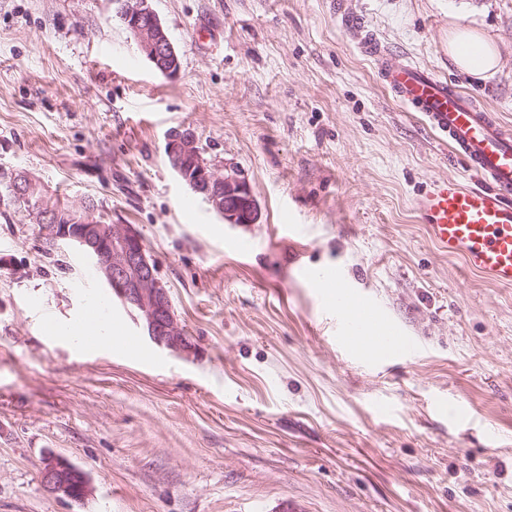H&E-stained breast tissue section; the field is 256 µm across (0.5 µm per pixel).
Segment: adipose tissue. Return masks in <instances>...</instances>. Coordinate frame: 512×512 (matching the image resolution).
Here are the masks:
<instances>
[{"label":"adipose tissue","mask_w":512,"mask_h":512,"mask_svg":"<svg viewBox=\"0 0 512 512\" xmlns=\"http://www.w3.org/2000/svg\"><path fill=\"white\" fill-rule=\"evenodd\" d=\"M448 58L458 72L476 81L491 78L500 67L496 45L467 25L458 24L449 30Z\"/></svg>","instance_id":"1"}]
</instances>
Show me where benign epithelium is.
Instances as JSON below:
<instances>
[{
  "label": "benign epithelium",
  "mask_w": 512,
  "mask_h": 512,
  "mask_svg": "<svg viewBox=\"0 0 512 512\" xmlns=\"http://www.w3.org/2000/svg\"><path fill=\"white\" fill-rule=\"evenodd\" d=\"M116 17L133 35L141 53L155 69L172 76L180 61L166 29L150 5V0H115ZM165 153L171 168L193 191L204 195L211 208L229 224H255L258 204L252 186L236 167H221L204 158L194 133L189 129L168 132ZM41 181L29 172H16L10 188L17 196L35 192ZM59 204L41 193L30 209V219L39 226L47 243L78 247L91 261L105 286L126 307L137 313L148 337L174 352L189 347L174 312L168 288L158 277L156 266L147 256L138 230L132 224H97L82 217L79 223H52ZM43 490L58 499L81 502L89 495L86 474L59 456L43 459Z\"/></svg>",
  "instance_id": "1"
}]
</instances>
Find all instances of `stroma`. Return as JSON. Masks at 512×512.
<instances>
[{"instance_id": "stroma-1", "label": "stroma", "mask_w": 512, "mask_h": 512, "mask_svg": "<svg viewBox=\"0 0 512 512\" xmlns=\"http://www.w3.org/2000/svg\"><path fill=\"white\" fill-rule=\"evenodd\" d=\"M342 2L151 0L166 76L113 0H0V174L135 225L190 342L155 344L115 299L137 350L83 349L69 330L105 285L0 204V512H512V288L431 243L414 201L460 164L340 19L512 128V0ZM457 22L498 47L489 80L450 63ZM173 128L244 172L257 223L179 179ZM333 272L423 353L348 350ZM50 454L88 474L84 502L42 490Z\"/></svg>"}]
</instances>
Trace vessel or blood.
I'll use <instances>...</instances> for the list:
<instances>
[{"label": "vessel or blood", "instance_id": "1", "mask_svg": "<svg viewBox=\"0 0 512 512\" xmlns=\"http://www.w3.org/2000/svg\"><path fill=\"white\" fill-rule=\"evenodd\" d=\"M362 45L379 58L380 78L396 102L419 113L477 181L472 187L448 176L416 198L415 209L432 242L461 259L470 273L512 287V130L435 74L410 63L382 61L383 50L372 34L364 35ZM321 285L336 299L342 341L350 350L369 340L383 356L406 358L423 352L422 343L403 336L373 303L344 292L340 277L324 276Z\"/></svg>", "mask_w": 512, "mask_h": 512}]
</instances>
